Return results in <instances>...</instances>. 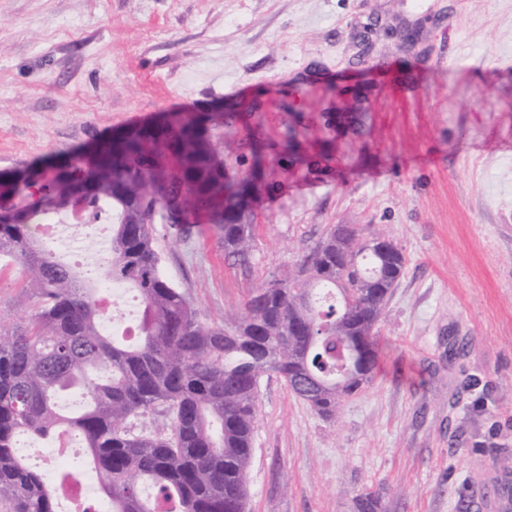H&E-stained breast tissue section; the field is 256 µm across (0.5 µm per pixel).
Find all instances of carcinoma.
Segmentation results:
<instances>
[{
    "label": "carcinoma",
    "instance_id": "cac0c4a2",
    "mask_svg": "<svg viewBox=\"0 0 512 512\" xmlns=\"http://www.w3.org/2000/svg\"><path fill=\"white\" fill-rule=\"evenodd\" d=\"M231 112L167 113L43 167L0 177V261L20 265L37 309L24 326L0 325V502L7 512H59L58 481L18 456L16 436L84 441L97 491L111 512H246V480L262 378L284 379L327 420L373 377L383 310L406 258L372 225L336 224L285 278L267 279L245 302L248 316L203 324L186 294L169 281L155 247L152 210L173 226L198 214L217 225L224 251L246 260L254 225L244 204L267 191L258 178L270 155L307 171L319 160L299 150L298 132L246 136L254 174H228L217 144L234 131ZM112 222L103 279L136 292L137 338L101 329L108 300L101 280L83 282L34 234L57 213ZM79 388L86 405L60 403ZM162 409L165 433L136 431ZM148 485L155 495L147 496Z\"/></svg>",
    "mask_w": 512,
    "mask_h": 512
}]
</instances>
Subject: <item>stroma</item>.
I'll use <instances>...</instances> for the list:
<instances>
[{
    "label": "stroma",
    "instance_id": "1",
    "mask_svg": "<svg viewBox=\"0 0 512 512\" xmlns=\"http://www.w3.org/2000/svg\"><path fill=\"white\" fill-rule=\"evenodd\" d=\"M394 61L389 81L366 74ZM317 171L267 162L247 264L210 224L159 225L165 277L202 323L243 315L333 224L407 263L371 382L335 420L263 378L247 512H512V0H0V171L161 112L236 107ZM36 297L0 270V321Z\"/></svg>",
    "mask_w": 512,
    "mask_h": 512
}]
</instances>
